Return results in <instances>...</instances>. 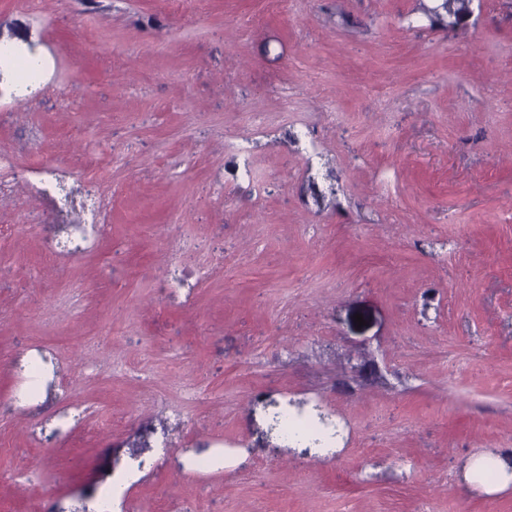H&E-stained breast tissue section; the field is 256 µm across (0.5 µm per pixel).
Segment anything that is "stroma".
<instances>
[{
    "instance_id": "1",
    "label": "stroma",
    "mask_w": 512,
    "mask_h": 512,
    "mask_svg": "<svg viewBox=\"0 0 512 512\" xmlns=\"http://www.w3.org/2000/svg\"><path fill=\"white\" fill-rule=\"evenodd\" d=\"M422 4L0 0V512H512V0ZM487 464L493 465L499 473V483L506 485L509 481L512 482V473L510 474L507 471L506 465L503 463V461L499 457H478L472 460L469 463V472L470 474L476 478L477 472L481 470L479 474V478L490 480L495 476L494 470L491 468L490 465L486 466Z\"/></svg>"
}]
</instances>
